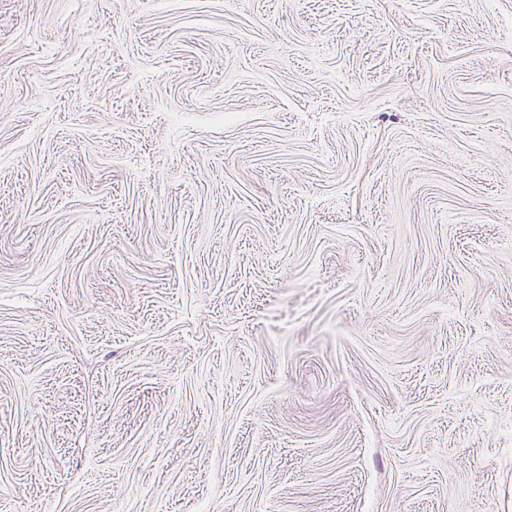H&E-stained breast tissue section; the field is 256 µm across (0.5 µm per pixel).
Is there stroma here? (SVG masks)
I'll return each mask as SVG.
<instances>
[{"mask_svg": "<svg viewBox=\"0 0 512 512\" xmlns=\"http://www.w3.org/2000/svg\"><path fill=\"white\" fill-rule=\"evenodd\" d=\"M0 512H512V0H0Z\"/></svg>", "mask_w": 512, "mask_h": 512, "instance_id": "1", "label": "stroma"}]
</instances>
